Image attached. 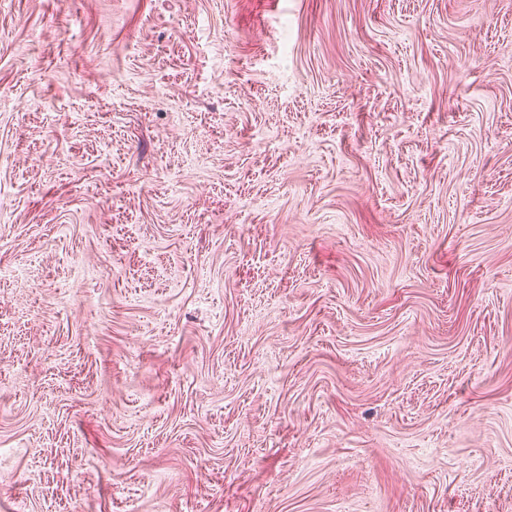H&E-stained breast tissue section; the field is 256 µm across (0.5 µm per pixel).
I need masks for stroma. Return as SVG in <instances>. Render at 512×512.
<instances>
[{"instance_id":"1","label":"stroma","mask_w":512,"mask_h":512,"mask_svg":"<svg viewBox=\"0 0 512 512\" xmlns=\"http://www.w3.org/2000/svg\"><path fill=\"white\" fill-rule=\"evenodd\" d=\"M0 512H512V0H0Z\"/></svg>"}]
</instances>
